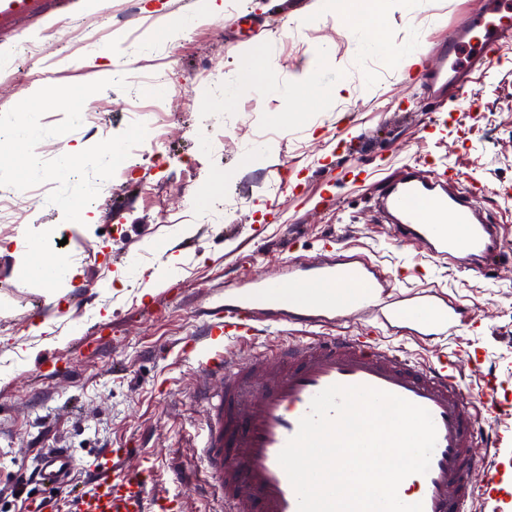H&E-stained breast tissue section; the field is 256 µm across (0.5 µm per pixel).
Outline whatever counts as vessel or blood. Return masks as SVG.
Instances as JSON below:
<instances>
[{"instance_id": "1", "label": "vessel or blood", "mask_w": 512, "mask_h": 512, "mask_svg": "<svg viewBox=\"0 0 512 512\" xmlns=\"http://www.w3.org/2000/svg\"><path fill=\"white\" fill-rule=\"evenodd\" d=\"M506 44H512V0H472L467 25L449 30L447 39L426 53L421 79L404 84L401 111L416 112L433 102L437 114L431 123L439 125L449 80L476 65L494 64ZM478 183L476 176H462L446 161L408 163L378 192L374 206L395 238L418 244L436 260L486 273L498 255V234L480 205ZM461 225L468 228L462 243L457 240ZM280 250L290 257L287 277L242 272L236 290L210 311L204 335L186 337L180 348L206 379L195 393L205 416L193 452L206 492L223 503L224 512H297L296 493L278 462L279 452L297 434L317 393L333 384L365 385L424 407L436 426L429 470L410 475L409 486L399 487L403 502L421 504L422 512H467L478 497L488 512H502L503 473L496 450L503 437L491 429L499 415L500 385L496 377L486 376L475 397L461 380L462 367L479 369V357L463 362L440 355L420 364L364 334L288 341L269 352L228 359L226 343H251L259 314L307 285L340 284L354 294L343 305L319 296L302 327H326L367 311L387 327L402 317L401 306L383 292L375 267L343 258L336 238H326L313 258L297 257L291 238L281 241ZM410 307L420 335L444 336L456 326L457 309L440 306L432 295L415 296ZM139 447L133 441L101 454L89 482L73 499L74 512H181V499L157 492L149 470L129 467ZM73 466L67 449L42 455L37 475L50 494L29 500L30 512H55Z\"/></svg>"}]
</instances>
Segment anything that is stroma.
I'll use <instances>...</instances> for the list:
<instances>
[{
	"label": "stroma",
	"mask_w": 512,
	"mask_h": 512,
	"mask_svg": "<svg viewBox=\"0 0 512 512\" xmlns=\"http://www.w3.org/2000/svg\"><path fill=\"white\" fill-rule=\"evenodd\" d=\"M29 2L22 16H0V54L19 76L14 94L0 97V113L48 85L121 75L128 82L93 94L94 120L43 140L37 156L50 160L122 133L136 120L134 104L145 109L138 120L150 123V106L163 101L175 114L173 160L127 159L126 174L101 183L81 222L64 220L43 201L38 223H0V512H23L25 500L12 491L42 449L70 450L71 483L80 487L100 452L137 438L145 446L133 464L149 468L157 489L180 496L183 512H216V501L172 480L173 467L190 460L204 420L193 396L200 377L179 344L201 331L206 312L223 304L243 268L286 276L279 243L287 236L306 256L322 237L339 236L348 254L369 258L386 275L424 267L425 277L396 284V293L434 291L474 311L481 328L430 342L400 323L382 329L384 344L421 364L442 352L478 351L484 372L512 396V198L502 195L512 189V47L498 64L469 75L467 96L449 94L448 121L432 138L423 134L428 113L397 109V56L446 38L469 0H383L378 49L312 12L313 0H236L217 11L210 0H131L119 24L112 11L121 0ZM84 24L99 31L95 46L109 49L110 58L73 48L72 32ZM24 40L49 51L12 54ZM254 54L264 63L262 79L239 88L233 76ZM307 68L332 96L298 117L286 88ZM341 85L348 91L340 95ZM275 112L283 122L272 121ZM226 113L235 124L219 148L210 130ZM429 156L449 159L488 187L481 203L498 226L500 263L487 274L432 263L392 238L372 207L382 179ZM143 183L153 196L140 193ZM326 188L338 204L316 208ZM271 205L283 209L280 223L266 219ZM32 243L75 270L58 281L61 298L49 316L36 310L46 284L23 267ZM85 281L94 285L91 294L71 303ZM175 281L181 296H167ZM99 334L105 345L82 351ZM47 357L65 364L68 375L40 373Z\"/></svg>",
	"instance_id": "35a3bbf8"
}]
</instances>
